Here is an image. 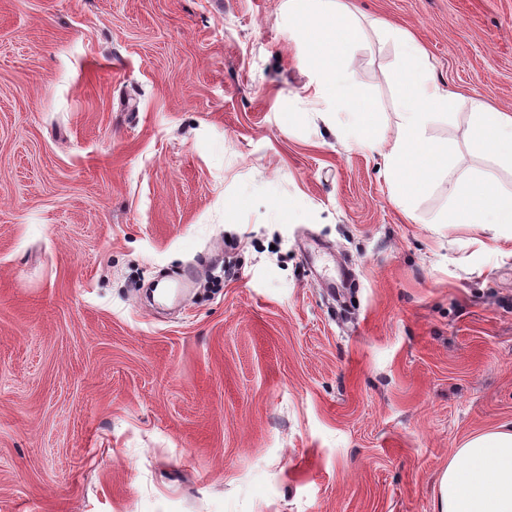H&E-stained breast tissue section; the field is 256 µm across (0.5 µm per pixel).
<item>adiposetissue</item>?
I'll return each mask as SVG.
<instances>
[{"label": "adipose tissue", "mask_w": 512, "mask_h": 512, "mask_svg": "<svg viewBox=\"0 0 512 512\" xmlns=\"http://www.w3.org/2000/svg\"><path fill=\"white\" fill-rule=\"evenodd\" d=\"M293 40L312 76L315 99L345 117L346 136L368 150H382L395 202L412 210L433 186L448 183V203L432 218L444 227L474 224L492 239L512 240V185L497 173L467 170L452 176L457 159L429 130L452 112L455 94L433 73L426 49L409 32L376 23L393 39L399 57L395 108L398 134L377 136L370 104L358 92L350 69L352 46L364 31L344 0H288ZM471 148L491 155L499 171L512 174V112L481 98L470 101ZM435 512H512V427L480 434L456 449L436 482Z\"/></svg>", "instance_id": "1"}]
</instances>
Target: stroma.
<instances>
[{"label":"stroma","mask_w":512,"mask_h":512,"mask_svg":"<svg viewBox=\"0 0 512 512\" xmlns=\"http://www.w3.org/2000/svg\"><path fill=\"white\" fill-rule=\"evenodd\" d=\"M394 137L415 34L512 108V0H351ZM285 0H0V512H433L512 422V241L406 217L308 96ZM196 279L170 303L159 274Z\"/></svg>","instance_id":"35a3bbf8"}]
</instances>
